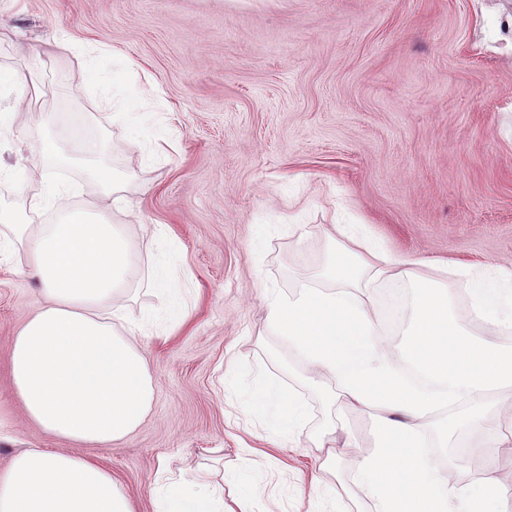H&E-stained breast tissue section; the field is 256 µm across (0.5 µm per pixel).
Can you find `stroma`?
Returning a JSON list of instances; mask_svg holds the SVG:
<instances>
[{
  "mask_svg": "<svg viewBox=\"0 0 512 512\" xmlns=\"http://www.w3.org/2000/svg\"><path fill=\"white\" fill-rule=\"evenodd\" d=\"M16 73L41 89L23 112L5 80ZM47 134L72 163L41 157ZM90 142L119 204L85 174ZM0 168V208L22 219L56 223L59 187L123 226L138 254L123 323L138 328L154 390L146 420L109 448L27 424L8 346L41 294L0 255V471L46 448L107 466L136 512H154L161 468L215 487L249 475L255 512H371L349 456L312 491L313 435L342 418L362 453L373 420L334 381H310L267 304L326 288L336 224L442 280L512 267V0H0ZM22 169L45 176L22 185ZM161 271L186 295L174 329ZM270 381L307 406L299 432L264 411ZM481 431L512 484V452L495 440L512 417L491 409Z\"/></svg>",
  "mask_w": 512,
  "mask_h": 512,
  "instance_id": "1",
  "label": "stroma"
}]
</instances>
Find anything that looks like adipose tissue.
Listing matches in <instances>:
<instances>
[{"instance_id": "obj_1", "label": "adipose tissue", "mask_w": 512, "mask_h": 512, "mask_svg": "<svg viewBox=\"0 0 512 512\" xmlns=\"http://www.w3.org/2000/svg\"><path fill=\"white\" fill-rule=\"evenodd\" d=\"M53 200L62 219L21 224L13 211L0 223L15 227L9 246L21 274L36 280L42 300L11 339L12 396L26 420L51 438L109 448L134 431L153 399L147 356L136 329L114 326L125 308L123 284L135 250L123 228L102 215L72 210L63 190ZM324 270L331 288H304L273 298L267 322L304 356L312 380L333 379L340 394L375 419L374 446L358 461L357 478L374 512H512V485L495 457L471 445L478 477L449 483L423 449L431 437L479 427L489 397L512 387V344L497 328L512 327V269L488 265L454 269L472 315L492 328L475 337L451 315L447 282L422 271L424 262L366 245L351 248L345 224ZM381 282L412 289L403 361L390 357L378 312L364 291ZM260 400L285 431L306 418L292 391L267 384ZM231 504L209 486L169 481V512H253V490L236 480ZM0 512H135L123 483L87 457L30 448L0 473Z\"/></svg>"}]
</instances>
